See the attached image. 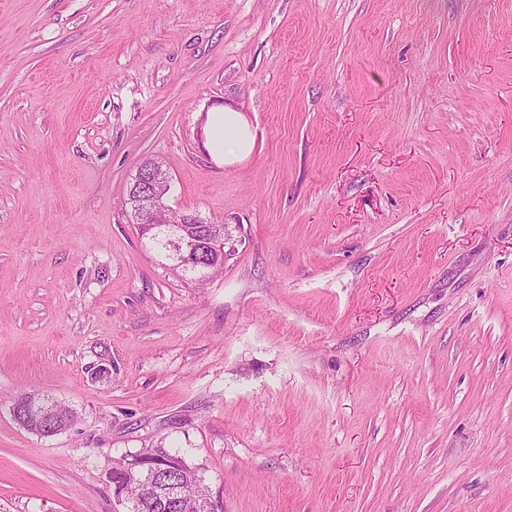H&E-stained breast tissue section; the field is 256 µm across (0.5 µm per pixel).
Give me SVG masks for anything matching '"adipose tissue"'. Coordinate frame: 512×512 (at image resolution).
Masks as SVG:
<instances>
[{
  "mask_svg": "<svg viewBox=\"0 0 512 512\" xmlns=\"http://www.w3.org/2000/svg\"><path fill=\"white\" fill-rule=\"evenodd\" d=\"M254 139L244 116L231 106L210 109L207 123V148L224 163L242 161L253 151Z\"/></svg>",
  "mask_w": 512,
  "mask_h": 512,
  "instance_id": "1",
  "label": "adipose tissue"
}]
</instances>
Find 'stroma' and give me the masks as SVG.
<instances>
[{
    "label": "stroma",
    "mask_w": 512,
    "mask_h": 512,
    "mask_svg": "<svg viewBox=\"0 0 512 512\" xmlns=\"http://www.w3.org/2000/svg\"><path fill=\"white\" fill-rule=\"evenodd\" d=\"M148 159L235 227L206 281ZM147 448L218 512H512V0H0V512H117ZM254 139L244 116L231 106H216L208 112L207 148L224 165L242 161L253 151ZM136 184L139 187V210L138 217L140 224H146V229L153 227L154 233L151 239L166 249L170 246L169 241L180 236H194L190 238L176 239L175 246L180 249L187 257L196 256L198 262L203 264L206 256L218 254L224 258V248L226 241L230 239V224H223V230H210L214 222L205 220L199 215H184L183 224H163L158 223L154 216L160 211L172 210L167 204L166 197L171 190V179L168 172L158 165L140 167L135 176ZM152 186V188H151ZM151 188V189H150ZM194 223V224H192ZM154 224V225H150ZM198 224L200 225L196 230ZM209 229V232L207 231ZM198 232V233H197ZM196 233V234H195ZM39 401L42 405H46V406L54 405L57 408V412L55 415H53L48 420H46L45 423L39 424V428L41 430H45L43 428H47L46 432L55 431V430H57L59 432V431L65 429L72 422L73 414L67 408L62 407L57 404H54V403H49L48 401H46L44 399H40ZM39 428L37 426L36 428H33L31 431L35 432L37 434L43 435V436L53 435V434L44 435V433L42 431H40Z\"/></svg>",
    "instance_id": "obj_1"
}]
</instances>
